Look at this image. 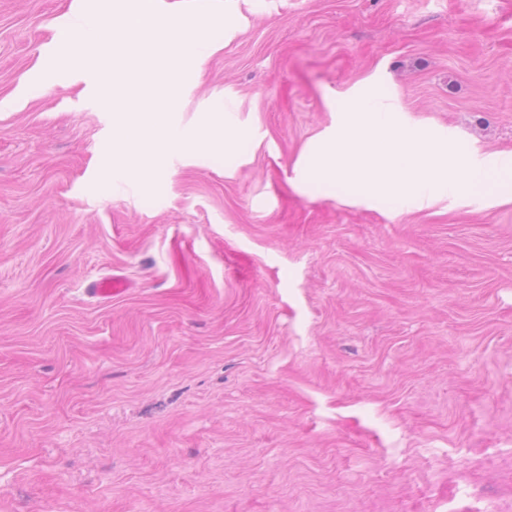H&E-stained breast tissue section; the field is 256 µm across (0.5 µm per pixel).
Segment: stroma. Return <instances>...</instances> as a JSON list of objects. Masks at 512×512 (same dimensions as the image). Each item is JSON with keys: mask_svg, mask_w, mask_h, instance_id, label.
<instances>
[{"mask_svg": "<svg viewBox=\"0 0 512 512\" xmlns=\"http://www.w3.org/2000/svg\"><path fill=\"white\" fill-rule=\"evenodd\" d=\"M119 2L0 0V512H512V202L294 186L351 96L512 153V0H154L247 135L146 179L69 50ZM125 287V282L122 279L109 276L89 283L86 292L91 297L109 299L124 293Z\"/></svg>", "mask_w": 512, "mask_h": 512, "instance_id": "35a3bbf8", "label": "stroma"}]
</instances>
